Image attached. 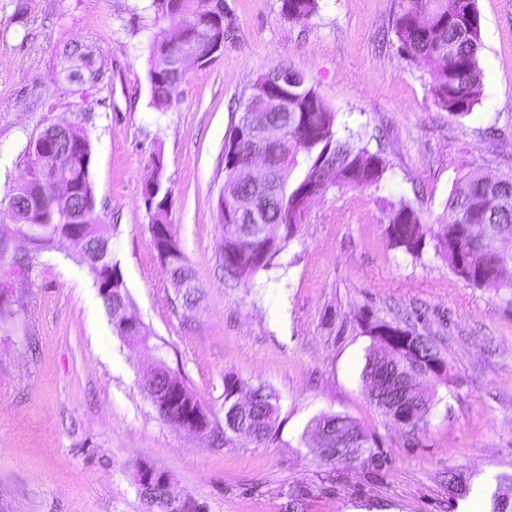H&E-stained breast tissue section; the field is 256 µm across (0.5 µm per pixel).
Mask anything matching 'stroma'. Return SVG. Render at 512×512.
Wrapping results in <instances>:
<instances>
[{
	"label": "stroma",
	"mask_w": 512,
	"mask_h": 512,
	"mask_svg": "<svg viewBox=\"0 0 512 512\" xmlns=\"http://www.w3.org/2000/svg\"><path fill=\"white\" fill-rule=\"evenodd\" d=\"M397 3L318 0L295 24L282 0H224L232 39L205 65L188 64L161 110L148 79V0H0V201L21 181L30 134L81 122L129 313L151 332L143 347L121 340L81 256L35 251L0 213L14 311L0 326V512H147L145 464L201 512H288L297 493L301 512H465L479 487L490 512L495 493L512 495V267L473 286L433 245L416 259L386 233L393 205L436 225L457 182L512 177V0H476L485 78L464 117L440 109L430 72L402 58ZM73 64L77 76L64 79ZM281 64L330 105L343 137L382 149L388 169L378 186L318 199L279 266L230 288L218 252L224 143L253 84ZM157 152L198 289L190 309L151 248L144 192ZM17 255L28 270L13 271ZM383 322L433 337L447 363L423 386L431 410L416 438L365 393L370 329ZM158 359L218 428L225 375L271 387L276 439L219 445L164 421L138 383ZM323 413L356 421L370 452L326 461L307 431Z\"/></svg>",
	"instance_id": "stroma-1"
}]
</instances>
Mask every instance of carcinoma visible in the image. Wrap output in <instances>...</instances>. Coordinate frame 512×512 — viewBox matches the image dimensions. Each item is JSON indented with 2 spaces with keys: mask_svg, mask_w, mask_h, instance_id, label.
<instances>
[{
  "mask_svg": "<svg viewBox=\"0 0 512 512\" xmlns=\"http://www.w3.org/2000/svg\"><path fill=\"white\" fill-rule=\"evenodd\" d=\"M155 21L171 18L169 27L160 26L150 42L149 82L152 100L163 109L171 105L174 62L187 51L209 52L200 40L208 32L224 42V24L217 21L210 0H152ZM317 10V0H282V12L291 21H307ZM392 29L403 58L425 68L433 77L432 93L441 109L464 116L478 103L483 72L479 67L482 47L480 17L475 0H399ZM288 110V123L282 114L269 113L274 138L263 144L237 138L234 127L225 141L224 190L219 200L224 235L219 245L224 265V281L230 287H246L261 271L275 265L295 237L298 225H283V234L259 238L244 223L245 214L232 218L235 203L254 194L248 178L253 151L260 150L272 167L273 190L262 198L271 224H278L294 211L307 192L329 193L345 188L366 189L379 184L387 169L381 152L356 147L338 135L333 112L315 89L292 69L279 65L260 77L244 107L263 105L266 98ZM92 145L81 126L70 124L56 139H48V129L29 137L24 166L32 175L23 179L8 196L7 210L14 223L31 233L36 250L69 246L88 263L96 288L104 278H113L112 291L99 292L116 335L131 345L147 342L149 329L136 322L125 331L120 318L128 313L130 297L118 264L109 252L108 228L95 214V196L90 167ZM152 172L157 174V205L148 209L151 225L160 238L152 250L181 293L183 305H191L195 295L194 275L187 264L180 241L169 221L170 190L163 181V157L153 154ZM446 218L439 225L435 250L448 266L474 286L496 283L503 264L512 266V178L485 176L466 180L454 188L445 206ZM74 223H65L67 214ZM388 236L392 245L415 258L422 255L428 232L415 210L406 203L391 206ZM374 343L362 369L368 396L383 389L386 360L418 358L425 362V377L407 387L406 395L415 401L414 420L406 432L425 431L430 400L423 394L424 379H441L446 361L436 342L400 325L382 323L371 329ZM155 378L153 370L143 372L140 385L159 416L175 427L189 419L201 405L196 394L170 368ZM243 383L237 377H224V431H212L216 440L223 433L250 439L257 444L273 440L278 432L275 395L263 385L250 389V408L237 410V395ZM329 425L323 456L330 462L355 461L366 452L369 439L346 415L322 414L314 419L313 432Z\"/></svg>",
  "mask_w": 512,
  "mask_h": 512,
  "instance_id": "obj_1",
  "label": "carcinoma"
}]
</instances>
